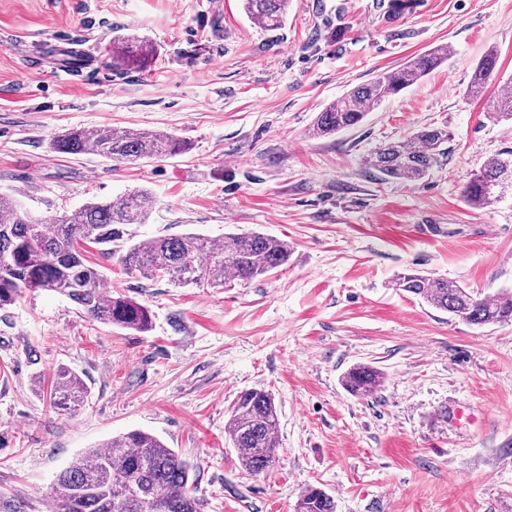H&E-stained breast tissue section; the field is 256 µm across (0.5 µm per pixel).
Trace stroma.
I'll list each match as a JSON object with an SVG mask.
<instances>
[{"instance_id": "1", "label": "stroma", "mask_w": 512, "mask_h": 512, "mask_svg": "<svg viewBox=\"0 0 512 512\" xmlns=\"http://www.w3.org/2000/svg\"><path fill=\"white\" fill-rule=\"evenodd\" d=\"M290 0L282 29L240 0H0V198L48 221L147 191L137 238L258 231L293 248L272 275L225 288L126 272L89 250L102 284L149 307L138 333L47 291L0 309V512H52L59 473L113 436L141 430L197 469L203 512H295L306 489L336 512H512V322L476 327L395 287L423 270L474 295L512 291V195L471 208L464 189L512 156V125L469 98L497 53L512 81V0ZM152 41L142 70L112 63L113 36ZM437 45L448 60L357 126L310 134L318 112L378 72ZM447 127L422 181L382 180L375 148ZM163 132L187 152L115 160L55 152L72 128ZM369 365L377 392L343 374ZM76 372L71 412L36 376ZM280 411L278 461L244 470L225 435L250 389ZM496 68V55L492 52H487L484 57L478 62L474 70V76L470 87L468 88V95L471 97L482 96L486 92L488 83L493 77ZM381 373L368 365H356L342 377V385L353 396L372 395L381 384Z\"/></svg>"}]
</instances>
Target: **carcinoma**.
I'll use <instances>...</instances> for the list:
<instances>
[{"label": "carcinoma", "mask_w": 512, "mask_h": 512, "mask_svg": "<svg viewBox=\"0 0 512 512\" xmlns=\"http://www.w3.org/2000/svg\"><path fill=\"white\" fill-rule=\"evenodd\" d=\"M251 19L272 31L281 28L288 0H242ZM154 47L135 36L112 40V57L127 67L141 68ZM448 60V48L428 50L393 71L382 72L358 85L317 115L311 134L322 137L363 121L387 97L408 88ZM496 68L488 52L478 62L468 95L482 96ZM492 114L512 120V95L491 100ZM448 129L426 127L406 141L385 144L366 159L382 179L415 183L429 175L445 155ZM64 154H95L112 159H155L175 156L187 144L164 133L116 132L110 128L71 129L54 141ZM512 191V159L492 158L474 174L464 191L474 208L488 206ZM153 200L142 191L111 201L92 202L64 212L48 224L35 222L19 206L0 204V308L13 304L26 291L61 294L93 319L136 332L152 327L149 308L122 294L106 293L101 275L85 253L96 248L116 258L124 269L145 278H166L178 285L212 288L266 276L288 263V241L259 232L228 234L211 239L197 233L134 239L130 227L149 219ZM399 290L478 327L512 322V292L481 298L454 282L431 273L410 270L395 281ZM381 373L356 365L342 377L353 396L373 394ZM87 390L74 372L60 368L50 392L53 407L69 410L84 401ZM279 414L274 395L265 389L242 392L230 409L225 434L237 449L242 467L262 474L274 467L279 448ZM192 463L156 436L132 430L90 448L57 476L58 512H201L195 495ZM296 512H335L333 497L311 487L300 496Z\"/></svg>", "instance_id": "1"}]
</instances>
